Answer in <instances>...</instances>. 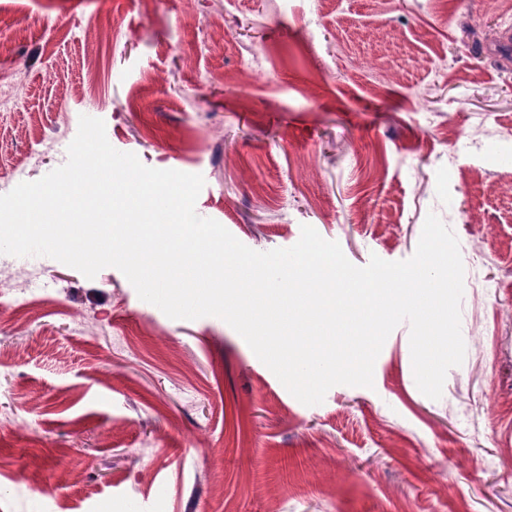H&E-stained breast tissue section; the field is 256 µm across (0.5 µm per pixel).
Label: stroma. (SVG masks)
Wrapping results in <instances>:
<instances>
[{"instance_id":"stroma-1","label":"stroma","mask_w":512,"mask_h":512,"mask_svg":"<svg viewBox=\"0 0 512 512\" xmlns=\"http://www.w3.org/2000/svg\"><path fill=\"white\" fill-rule=\"evenodd\" d=\"M511 25L512 0H0V194L89 113L258 252L306 224L402 261L432 212L465 343L440 399L404 322L373 388L307 406L220 318L0 254V512H512Z\"/></svg>"}]
</instances>
